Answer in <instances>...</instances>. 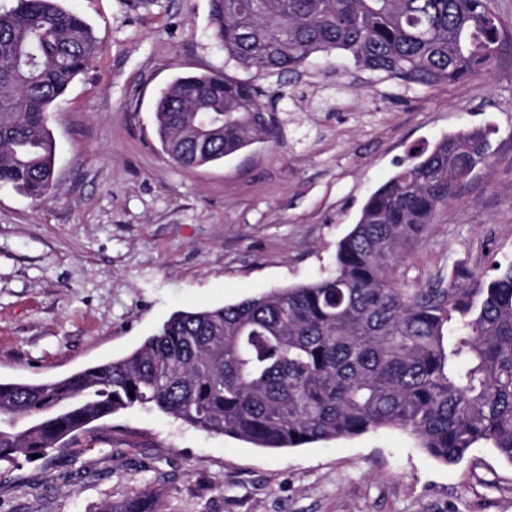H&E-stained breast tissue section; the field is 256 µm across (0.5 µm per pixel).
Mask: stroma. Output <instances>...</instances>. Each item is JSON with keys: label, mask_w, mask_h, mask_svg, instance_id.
<instances>
[{"label": "stroma", "mask_w": 512, "mask_h": 512, "mask_svg": "<svg viewBox=\"0 0 512 512\" xmlns=\"http://www.w3.org/2000/svg\"><path fill=\"white\" fill-rule=\"evenodd\" d=\"M101 48L50 115L56 194L0 188V379L42 382L118 359L171 313L329 272L367 198L445 134H486L479 168L400 266L409 288L458 264L512 263V0L489 71L405 88L340 52L268 91L306 99L277 142L182 168L154 105L176 78L224 66L210 0H63ZM165 512H512V465L485 445L440 462L387 429L290 450L208 435L156 410L103 418L65 450L0 462V512H100L143 488Z\"/></svg>", "instance_id": "1"}]
</instances>
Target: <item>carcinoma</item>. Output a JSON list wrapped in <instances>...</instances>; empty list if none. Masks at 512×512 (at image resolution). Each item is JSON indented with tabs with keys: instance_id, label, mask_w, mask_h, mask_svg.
I'll return each instance as SVG.
<instances>
[{
	"instance_id": "cac0c4a2",
	"label": "carcinoma",
	"mask_w": 512,
	"mask_h": 512,
	"mask_svg": "<svg viewBox=\"0 0 512 512\" xmlns=\"http://www.w3.org/2000/svg\"><path fill=\"white\" fill-rule=\"evenodd\" d=\"M224 69L160 93L156 133L170 160L203 167L273 142L277 112L257 80L342 51L361 71L407 87L488 70L500 33L488 0H210ZM99 52L60 0L0 10V186L39 204L56 191L54 102ZM242 72L230 77L225 69ZM370 195L310 283L235 304L172 313L127 356L41 383L0 381V460L64 449L78 431L133 407L210 434L293 449L381 429L415 437L446 464L486 442L512 464V264L464 265L406 288L402 253L479 166V130L446 135ZM134 396H129V392ZM101 512H163L145 488Z\"/></svg>"
}]
</instances>
